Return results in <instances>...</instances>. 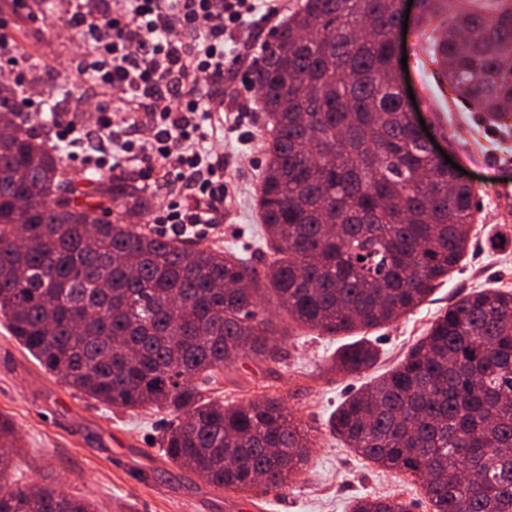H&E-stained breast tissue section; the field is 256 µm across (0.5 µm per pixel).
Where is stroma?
Returning a JSON list of instances; mask_svg holds the SVG:
<instances>
[{
  "label": "stroma",
  "mask_w": 512,
  "mask_h": 512,
  "mask_svg": "<svg viewBox=\"0 0 512 512\" xmlns=\"http://www.w3.org/2000/svg\"><path fill=\"white\" fill-rule=\"evenodd\" d=\"M39 2L27 0L26 8L19 9L13 0H0V16L16 38L19 60L15 71L0 75V87L26 85L43 96L54 114L51 121H38L35 131L46 141L54 121L75 118L92 125L103 94L85 75L88 66L99 64V56L87 42L53 30L68 0H49L44 10ZM275 27L271 21L246 28L236 38L241 59L224 76V111L210 113L208 120L219 131L212 152L224 159L228 193L212 212L211 223L184 233L188 243L242 255L259 248L261 222L254 197L265 163L264 115L248 77L254 44L270 41ZM401 44L407 56L402 83L413 91L416 116L440 149L470 173L480 222L463 259L426 302L395 323L367 331L379 352L369 372L354 378L336 374L329 362L344 338L289 324L284 315L278 324L289 336L280 344L279 362L243 360L214 371L208 396L229 403L277 398L312 443V460L291 488L258 496L209 486L165 458L158 443L164 412L112 409L70 389L0 322V415L14 422L19 444L9 481L53 482L69 495L94 499L100 512H243V503L252 501L263 512H347L349 502L363 494L399 495L410 502L411 512H431L412 478L356 457L331 435L328 420L343 400L398 364L449 304L482 288L512 291V203L498 200L502 192L512 191V126L481 122L468 111L438 78L428 45L415 29H408ZM114 176L139 188L153 215L187 193L181 182L144 179L135 163L115 170ZM500 234L508 240L502 247L494 244Z\"/></svg>",
  "instance_id": "1"
}]
</instances>
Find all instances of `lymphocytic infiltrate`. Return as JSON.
Masks as SVG:
<instances>
[{
    "label": "lymphocytic infiltrate",
    "instance_id": "lymphocytic-infiltrate-1",
    "mask_svg": "<svg viewBox=\"0 0 512 512\" xmlns=\"http://www.w3.org/2000/svg\"><path fill=\"white\" fill-rule=\"evenodd\" d=\"M88 2L72 0L63 25L92 34L95 52L107 61L98 83L116 92L127 115L113 124L111 105L98 104L94 131L60 122L55 143L73 148L98 134L101 152L85 157L95 172L112 171L117 146L149 170H162L164 179L188 185L185 207L164 211L157 223H208L203 203L224 198V160H203L206 136L197 116L222 94L224 71L239 59L228 40L275 16L276 0H112L107 13L93 12Z\"/></svg>",
    "mask_w": 512,
    "mask_h": 512
}]
</instances>
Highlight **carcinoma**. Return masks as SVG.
Here are the masks:
<instances>
[{"instance_id": "carcinoma-1", "label": "carcinoma", "mask_w": 512, "mask_h": 512, "mask_svg": "<svg viewBox=\"0 0 512 512\" xmlns=\"http://www.w3.org/2000/svg\"><path fill=\"white\" fill-rule=\"evenodd\" d=\"M442 81L493 124L512 117V0H420ZM401 0H304L252 68L271 138L257 187L267 258L153 233L137 187L100 183L60 199L62 159L0 96V318L71 389L110 407L170 416L165 457L210 486L282 490L311 460L275 398L224 404L197 380L241 360L279 361L268 299L326 336L411 312L464 257L474 188L453 183L406 121L395 85ZM37 193L40 201L21 202ZM120 219H107L112 211ZM378 358L366 337L333 368ZM346 447L419 482L432 512H512V293L485 288L440 312L393 369L336 409ZM16 450L0 416V512H96L50 485L4 480ZM350 512H410L360 496Z\"/></svg>"}]
</instances>
